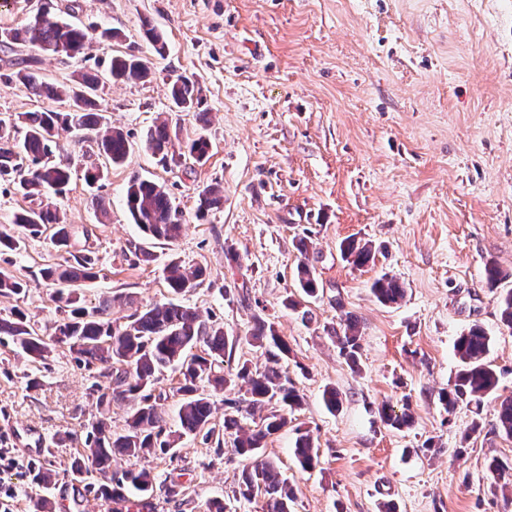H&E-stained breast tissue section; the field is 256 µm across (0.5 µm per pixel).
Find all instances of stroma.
Segmentation results:
<instances>
[{
	"label": "stroma",
	"mask_w": 512,
	"mask_h": 512,
	"mask_svg": "<svg viewBox=\"0 0 512 512\" xmlns=\"http://www.w3.org/2000/svg\"><path fill=\"white\" fill-rule=\"evenodd\" d=\"M76 21L121 31V41L92 43L105 58L135 47L154 72L146 82L102 80L99 105L109 124L131 136L125 163L105 170L99 190L84 180L101 164L96 134L58 130L55 162L72 171L56 201L76 232L77 248L98 259L83 288L87 307L111 305L124 322L133 305L168 299L162 268L168 256L206 268L207 277L179 302L213 315L226 336H242L259 313L273 322L289 353L278 361L303 398L288 423L266 441L295 488L291 512H512L488 469L512 466V438L495 428L502 399L512 397V328L501 320L500 292L512 289V0H53ZM164 34L165 56L151 54L141 23ZM31 47L0 45V113L57 109L11 80L16 59ZM179 76L202 89L198 119L170 111L169 84ZM180 136L205 134V163L157 165L142 143L162 120ZM163 184L182 215L180 238L151 241L124 207L131 177ZM219 187L224 205L198 215V194ZM308 237L319 294L301 299L294 240ZM371 243L373 261L348 263L344 242ZM153 262L139 261V249ZM64 252L50 234L26 239L0 268L25 280L24 299L0 297V318L25 311L36 327L60 319L53 288L40 275ZM505 278L488 288L485 266ZM406 294L384 305L371 292L381 274ZM298 298L307 317L287 309ZM358 320L360 368L352 370L328 335L344 316ZM491 338L489 359L499 376L480 404L446 413L439 401L458 369L456 338L472 324ZM37 386H30V379ZM88 373L67 347L46 364L31 362L0 339V449L18 465L0 471L13 494L0 512H29V472L64 471L82 451L98 417ZM342 397L336 412L325 387ZM409 404L411 427L395 430L378 416L382 403ZM480 432H470L472 421ZM33 429L53 442L34 459L16 441ZM318 453L305 471L292 448L298 431ZM69 441L55 443L60 433ZM157 479L182 470V499L155 492L150 512H204L223 499L226 512H265L263 499L237 501L243 461L216 455L199 438L177 456L150 455Z\"/></svg>",
	"instance_id": "35a3bbf8"
}]
</instances>
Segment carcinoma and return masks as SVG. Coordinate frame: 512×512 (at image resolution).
<instances>
[{
	"instance_id": "obj_1",
	"label": "carcinoma",
	"mask_w": 512,
	"mask_h": 512,
	"mask_svg": "<svg viewBox=\"0 0 512 512\" xmlns=\"http://www.w3.org/2000/svg\"><path fill=\"white\" fill-rule=\"evenodd\" d=\"M52 5V0H43L42 6L30 12L23 24L0 27V43L29 45L47 55L86 62V50L92 41L110 43L121 38L120 32L112 28L100 30L71 23L52 12ZM141 31L155 54L166 53L164 35L150 20L142 21ZM37 63L34 57L21 59L7 78L23 83L38 97L64 99L75 111L17 112L0 117V178H12L17 193L34 201V205L15 214V227L29 236L55 228L54 245L69 254L64 262L40 271L42 279L54 286L56 308L66 316L39 333L26 313L15 309L10 318L0 319V335L9 337L26 356L42 363L56 347L65 345L76 362L88 371L91 387L97 394L100 418L87 432L83 452L63 472L76 492L75 505L81 506L90 493L124 504V509L113 512H142L151 507L150 498L157 489L167 498L175 499L182 493V483L171 477L156 482L142 460L154 449L174 454L183 439L198 435L206 442L214 441L215 452L222 453L224 437L230 435L233 453L247 461L233 497L249 502L260 497L265 500L266 512H289L294 489L276 462L264 456V442L288 423V410L299 407L301 397L288 375L275 367L260 370L245 360L229 371L224 370V354L230 344L243 340L275 358L288 355V343L278 335L273 323L258 314L253 316L246 336L230 339L224 336V325L212 320V316L204 317L195 308L172 299L137 308L122 324L112 322L106 302L90 309L80 305L79 287L96 279L97 257L90 251L69 250L74 232L61 223L51 198L66 192L71 173L68 167L52 161L53 139L60 127L75 133L95 127L99 130L95 140L98 153L113 165L125 162L131 143L127 133L104 122L99 113L98 72L86 68L71 85L59 89L39 80L34 69ZM107 71L112 80L122 82H144L152 74L148 60L134 53L112 56ZM170 95L179 112L195 110L202 103L200 88L187 77L173 82ZM176 138L177 129L165 119L146 132L144 146L164 166L178 163L186 154L198 163L208 160L212 148L208 138L199 134L178 143L174 142ZM222 203L220 190L206 188L198 194L197 213L203 215ZM125 205L132 223L149 238L171 242L179 237L181 215L164 186L135 176L126 186ZM343 253L356 267L373 260L371 247L354 241L344 246ZM163 274L169 292L178 296L197 287L207 270L188 267L173 256L164 266ZM296 276L303 294L316 297L319 287L313 267L301 262ZM26 288L25 281L0 269L1 297L18 298L26 294ZM371 291L383 304L397 303L405 294L403 285L387 274L374 280ZM330 338L346 361L357 363L361 332L356 319L347 317L340 329L332 330ZM490 343V337L478 324L457 337L455 352L461 369L452 387L440 396L447 412H452L466 397L478 403L496 390L499 378L487 361ZM168 369L178 372L176 430L166 427L159 411L162 394L156 393L160 376ZM235 387L245 389L244 398L225 402L228 410L224 411V425L219 427L212 422L210 393ZM114 401L129 404L126 427L119 433L112 431L108 423ZM247 416L257 417L260 422L248 427L244 425ZM380 417L396 429L412 424V413L407 407L398 412L386 404ZM496 429L512 437L511 397L500 403ZM293 455L302 469L315 467L317 455L309 432L298 433ZM57 481L56 476L41 467L31 470L35 492L30 497V512H53L55 500L50 490Z\"/></svg>"
}]
</instances>
